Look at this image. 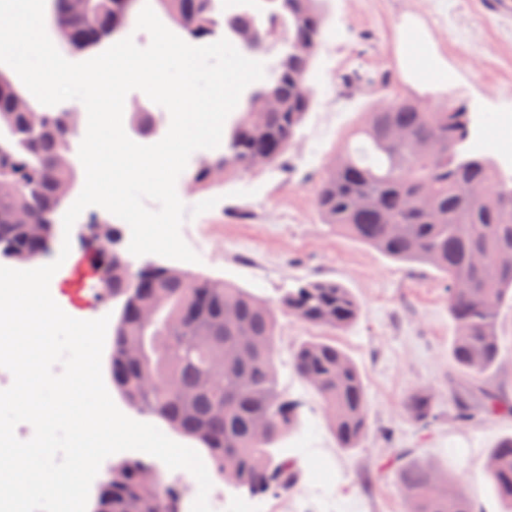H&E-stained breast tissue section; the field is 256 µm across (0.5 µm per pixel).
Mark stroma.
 <instances>
[{
  "mask_svg": "<svg viewBox=\"0 0 512 512\" xmlns=\"http://www.w3.org/2000/svg\"><path fill=\"white\" fill-rule=\"evenodd\" d=\"M328 22L311 69L316 103L283 165L241 172L203 191L183 171L176 191L186 207L216 199L211 210L181 226L198 255L178 267L193 278L225 281L267 301L306 280H332L359 303L357 319L332 334L359 367L369 400V431L353 449L337 446L314 390L290 366L296 345L319 328L280 316L276 358L280 389L301 404L300 428L280 442L300 471L285 496L261 495L263 512H408L395 475L378 466L399 450L445 469L469 495L476 512H503L484 474L489 448L512 437V417L455 420L456 402L468 399L471 380L450 358L455 326L448 292L431 266L393 261L325 223L316 192L330 160L380 100H414L434 108L446 102L470 114L468 156L489 157L512 169L501 143L512 145V15L495 13L490 0H326ZM433 59L448 83L421 76L410 55ZM95 207L81 213L70 233V253L50 282V293L69 316L119 317L121 300L101 301L95 280L80 283L85 261L79 232ZM499 354L485 383L512 399V305L498 321ZM430 393L440 416L421 432L407 411L408 397ZM456 448L466 457L453 456Z\"/></svg>",
  "mask_w": 512,
  "mask_h": 512,
  "instance_id": "stroma-1",
  "label": "stroma"
}]
</instances>
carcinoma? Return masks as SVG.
I'll return each mask as SVG.
<instances>
[{
    "mask_svg": "<svg viewBox=\"0 0 512 512\" xmlns=\"http://www.w3.org/2000/svg\"><path fill=\"white\" fill-rule=\"evenodd\" d=\"M192 39L205 40L223 27L216 0H157ZM292 6L268 11L283 41L307 39L309 56L288 67L271 66L260 89L272 92L281 108L244 118L238 132L229 131L224 148L237 163L231 175L246 169L257 154L269 165L282 162L288 147L315 104L308 82L322 38L326 15L320 0H288ZM54 21L72 25L80 49L98 45L130 18L124 0H89L83 14L70 15L69 0H53ZM36 113L29 97L0 71V256L23 249L30 261L48 246L30 239L24 225L14 223L19 210L32 223L51 224L63 204L58 187L74 177L70 164L75 133L66 112ZM403 129L413 139L394 141ZM469 137L467 112L450 105L425 108L411 101H392L366 113L365 121L322 177L316 206L325 223L387 257L433 266L445 280L448 311L456 334L450 348L454 363L474 379L483 377L498 355V315L512 303V185L499 177L485 156L459 159L456 147ZM471 183L493 187L497 195L478 201L464 189ZM368 199L364 207L356 205ZM104 301L125 298L112 336V385L132 407L156 416L206 450L214 472L233 476L236 486L252 494L278 496L298 482L294 463L276 445L300 424V403L280 390L276 375L278 314L284 313L329 331L355 321L359 304L334 281H308L274 302L259 299L223 281L131 269L118 251L99 278ZM155 310L145 324L139 306ZM294 373L309 385L328 413L340 448H355L368 433V398L360 371L349 356L326 339L301 342L291 355ZM223 371V384L210 387L205 376ZM407 409L426 430L439 415L423 391L410 395ZM512 414V403L492 387L481 389L476 405L458 402L455 418L479 421ZM273 427L262 437L256 422ZM396 474L409 512H475L472 499L456 489L439 468L415 463L405 451L395 454ZM485 468L512 512V437L495 444ZM177 484L163 482L149 462L131 459L112 468L95 512H181Z\"/></svg>",
    "mask_w": 512,
    "mask_h": 512,
    "instance_id": "1",
    "label": "carcinoma"
}]
</instances>
